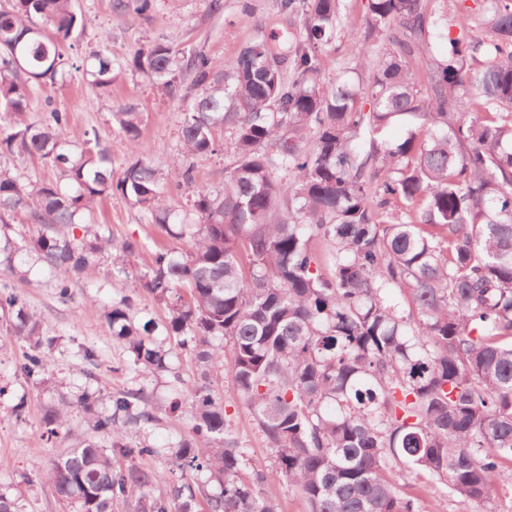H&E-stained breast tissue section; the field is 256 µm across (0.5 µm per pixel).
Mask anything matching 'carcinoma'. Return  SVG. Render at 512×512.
<instances>
[{
	"mask_svg": "<svg viewBox=\"0 0 512 512\" xmlns=\"http://www.w3.org/2000/svg\"><path fill=\"white\" fill-rule=\"evenodd\" d=\"M303 26L283 33L280 68L257 38L228 68L213 72L204 52L156 38L122 60L91 55V85L106 91L122 74L147 77L187 101L180 140L189 158L230 133L235 165L219 191L193 187V166L160 169L132 156L113 178L112 146L95 132L77 137L65 112L25 119L31 90L76 68L67 43L85 27L75 0L0 4V273L26 279L34 260L60 274L56 295L72 298L70 274L92 275L105 259L130 274L144 244L118 240L86 216L117 193L181 251L154 252L141 285L165 303L162 325L137 320L123 297L105 311L125 369L167 370L170 341L194 354L200 372L180 409L190 438L164 450L148 431L161 411L141 391L95 409L87 391L49 405L45 432L70 410L91 435L50 470L74 512H281L266 486L285 479L307 512H419L434 481L462 506L512 486V0H480L451 15L446 0H367L361 27L339 0H282ZM142 16L153 0H111ZM484 30L450 36L451 27ZM339 33L358 52L360 74L319 86L322 52ZM447 36L444 59L426 58V37ZM385 42L381 58L369 43ZM192 83L183 84L185 73ZM397 116L414 129L396 146ZM112 122L135 143L142 112L128 103ZM15 156L61 170L57 182H22ZM171 182L190 190L186 208L168 203ZM23 212L37 232L11 224ZM81 235H76V230ZM407 291L415 310L394 295ZM0 312L29 348L18 370L40 384L57 338L0 280ZM228 373V395L246 404L274 460L245 470V454L224 415L212 376ZM135 440L126 439L130 430ZM168 453L180 479L151 494L155 474L135 459Z\"/></svg>",
	"mask_w": 512,
	"mask_h": 512,
	"instance_id": "carcinoma-1",
	"label": "carcinoma"
}]
</instances>
